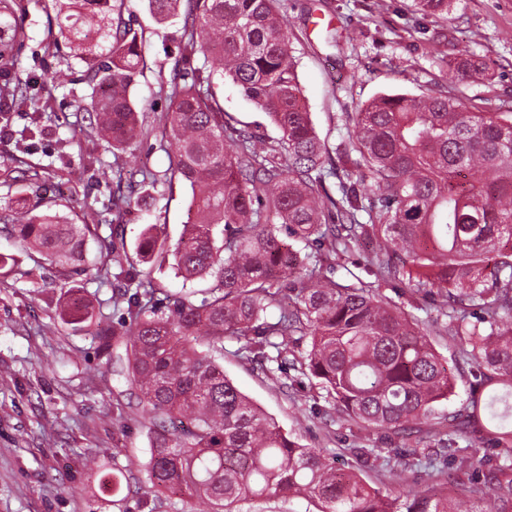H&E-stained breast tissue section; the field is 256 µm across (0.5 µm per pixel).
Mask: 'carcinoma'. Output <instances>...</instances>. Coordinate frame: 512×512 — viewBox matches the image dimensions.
<instances>
[{"label": "carcinoma", "mask_w": 512, "mask_h": 512, "mask_svg": "<svg viewBox=\"0 0 512 512\" xmlns=\"http://www.w3.org/2000/svg\"><path fill=\"white\" fill-rule=\"evenodd\" d=\"M24 2L0 0V90L6 109L28 111L36 126L47 103L28 96L14 55L27 39L19 21ZM125 2L55 0L57 31L48 43H65L86 63L100 90L88 109L89 134L114 154L146 134L132 90L147 61L123 17ZM455 2L415 0L435 16ZM147 6L160 21L183 18L181 65L155 127L170 165L160 179H118L112 223L175 179L190 189L188 221L172 250L159 224L145 227L134 259L111 241L104 245L119 269L128 322L101 329L93 301L71 295L58 317L91 329L105 352L125 339L123 378L141 393L149 435L142 468L152 488L206 501L209 512L300 496L318 512H397L360 473L301 446L233 385L221 360L224 337L236 336L245 339L247 361L261 367L275 350L278 369L298 364L326 388L338 418L384 431L405 512H512V111L468 105L441 89L382 95L349 115L352 145L333 157L308 112L280 0ZM197 54L268 115L281 153L224 112L191 64ZM454 66L464 76L480 63L465 51ZM327 165L338 198L322 186ZM13 173L0 164V187L16 195L0 223L66 277L86 274L92 225L78 223L66 199L24 195ZM366 240L369 272L437 298L448 317L444 332L465 344L473 367L470 398L448 413V439L438 440L439 466L423 490L405 478L420 452L405 439L411 422L453 393L455 374L419 323L374 283L358 277L345 284L324 273V261ZM296 242L316 246L314 264L297 263ZM166 267L185 283L213 284L201 301L187 292L159 311L131 288L152 283ZM304 341L303 361L288 359ZM464 430L506 447L510 457L497 463L477 446L459 455L456 436Z\"/></svg>", "instance_id": "carcinoma-1"}]
</instances>
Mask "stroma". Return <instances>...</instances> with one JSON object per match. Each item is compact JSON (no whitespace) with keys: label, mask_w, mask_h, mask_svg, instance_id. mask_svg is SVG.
Returning <instances> with one entry per match:
<instances>
[{"label":"stroma","mask_w":512,"mask_h":512,"mask_svg":"<svg viewBox=\"0 0 512 512\" xmlns=\"http://www.w3.org/2000/svg\"><path fill=\"white\" fill-rule=\"evenodd\" d=\"M282 11L312 122L328 148L350 145L349 114L381 94L418 95L437 84L472 103L512 108V0H457L444 18L418 11L414 0H282ZM53 13L52 0H25L28 38L17 54L30 95L48 100L49 108L36 127L21 109L0 116V161H22L25 189L69 198L78 213L92 206L88 221L99 239H113L131 253L145 225L161 224L167 245H174L189 202L179 182L166 186L152 210L130 206L119 231H112L116 178L138 170L162 175L168 154L155 136L136 139L116 155L105 140L82 134L92 89L85 63L71 57L69 48L47 50ZM124 17L142 35L149 68L138 79L134 101L143 125L152 127L169 107L182 22H156L146 0H127ZM462 50L481 59L482 72L464 79L451 64H441V57L451 60ZM58 71L65 73L64 83L46 87L45 77ZM211 88L226 112L276 148L278 133L267 115L233 83L217 79ZM0 252L14 258L0 270V512H188L178 498L158 500L141 470L148 443L139 392L115 376L124 342L106 354L86 328L55 327L66 278L37 267L5 232ZM88 258L103 273L83 279V293L93 300L98 319L119 326L127 304L106 272L111 261L94 244ZM381 291L428 326L431 345L455 368L454 395L436 404L429 419L436 432L446 433L449 412L468 398L466 355L460 344L449 343L436 309L417 308L407 284H385ZM241 345L225 338L223 361L225 375L241 392L301 445L320 449L337 468L361 469L372 489L397 497L378 430L339 420L327 390L300 370L288 375L293 388H283L288 376L246 361L238 353ZM116 446L124 453L115 458ZM361 448L373 449L374 464H364Z\"/></svg>","instance_id":"1"}]
</instances>
